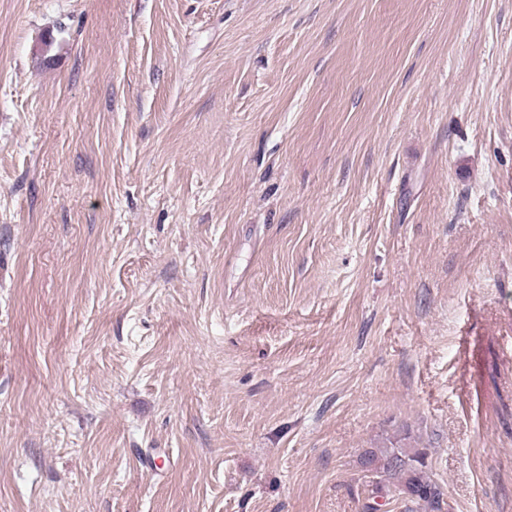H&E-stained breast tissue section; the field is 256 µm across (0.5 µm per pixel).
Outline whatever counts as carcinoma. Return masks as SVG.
<instances>
[{
	"mask_svg": "<svg viewBox=\"0 0 512 512\" xmlns=\"http://www.w3.org/2000/svg\"><path fill=\"white\" fill-rule=\"evenodd\" d=\"M360 464L367 486L362 512H380L390 500L402 502L403 512H443V492L429 471L427 448L399 445L367 450Z\"/></svg>",
	"mask_w": 512,
	"mask_h": 512,
	"instance_id": "cac0c4a2",
	"label": "carcinoma"
}]
</instances>
